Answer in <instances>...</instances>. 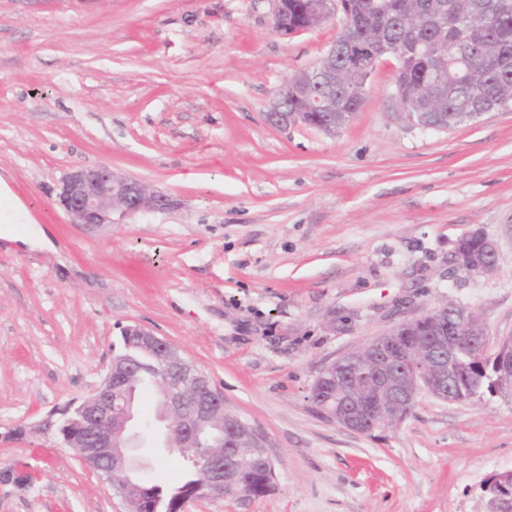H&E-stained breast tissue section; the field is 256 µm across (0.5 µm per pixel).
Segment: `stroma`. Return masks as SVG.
<instances>
[{
  "instance_id": "35a3bbf8",
  "label": "stroma",
  "mask_w": 512,
  "mask_h": 512,
  "mask_svg": "<svg viewBox=\"0 0 512 512\" xmlns=\"http://www.w3.org/2000/svg\"><path fill=\"white\" fill-rule=\"evenodd\" d=\"M340 27L280 36L270 0H0V177L54 244L0 243V512H126L45 421L100 385L134 325L267 438L273 492L185 512H484V481L512 469V403L424 393L399 426L362 435L309 391L433 307L512 336V112L411 127L386 57L336 135L267 124L279 86ZM104 163L172 207L71 223L63 178ZM475 231L498 243L493 272L453 262ZM188 470L150 456L140 477L169 487Z\"/></svg>"
}]
</instances>
